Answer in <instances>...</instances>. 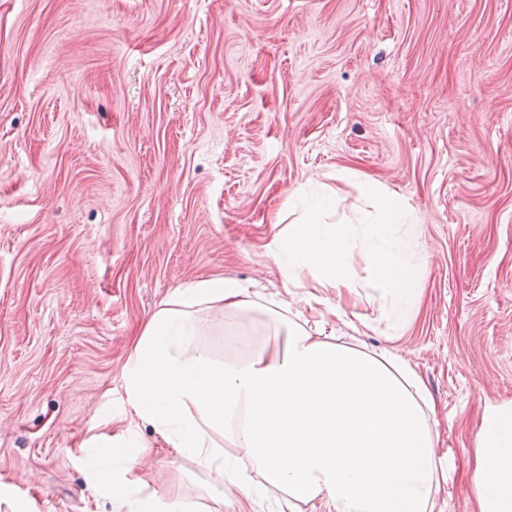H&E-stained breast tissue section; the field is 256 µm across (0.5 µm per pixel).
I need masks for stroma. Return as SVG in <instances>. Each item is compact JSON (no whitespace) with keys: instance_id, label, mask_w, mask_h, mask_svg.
<instances>
[{"instance_id":"stroma-1","label":"stroma","mask_w":512,"mask_h":512,"mask_svg":"<svg viewBox=\"0 0 512 512\" xmlns=\"http://www.w3.org/2000/svg\"><path fill=\"white\" fill-rule=\"evenodd\" d=\"M375 179L422 235L395 325L365 251L330 292L343 347L388 349L435 404L439 512H480L485 407L512 402V0H0V483L38 512H110L101 418L186 473L129 413L121 369L160 303L202 278L284 299L266 247L298 191L360 233Z\"/></svg>"}]
</instances>
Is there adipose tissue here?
<instances>
[{"mask_svg":"<svg viewBox=\"0 0 512 512\" xmlns=\"http://www.w3.org/2000/svg\"><path fill=\"white\" fill-rule=\"evenodd\" d=\"M361 193L376 200L375 212L361 218L375 288L394 302L396 321H406L420 286L406 243L393 237L406 207L372 180ZM356 245L318 206L269 245L285 286L313 276L312 321L288 303L256 302L229 278L190 283L155 311L123 370L127 401L173 458L203 469L206 498L174 488L128 495L127 476L140 459L116 452V439L102 434L112 465L91 466L89 480L95 492L109 493L112 512H223L230 487L254 501L235 467L241 457L280 491L279 512L298 503L317 512H435L446 459L436 451L430 394L400 356L344 348L325 332L326 315L336 311L327 290L355 288L345 256ZM261 315L281 348L255 340ZM229 317L237 329L214 348L210 338ZM478 446L481 512H512V404L486 408Z\"/></svg>","mask_w":512,"mask_h":512,"instance_id":"obj_1","label":"adipose tissue"}]
</instances>
